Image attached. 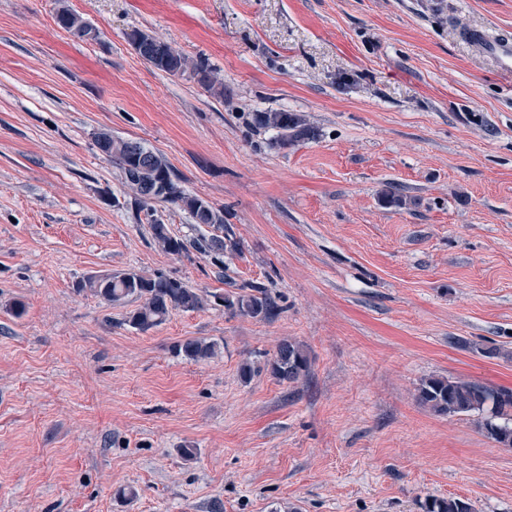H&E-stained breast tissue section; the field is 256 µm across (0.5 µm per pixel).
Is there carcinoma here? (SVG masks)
<instances>
[{
  "label": "carcinoma",
  "instance_id": "cac0c4a2",
  "mask_svg": "<svg viewBox=\"0 0 512 512\" xmlns=\"http://www.w3.org/2000/svg\"><path fill=\"white\" fill-rule=\"evenodd\" d=\"M57 23L77 35L88 28L83 18L63 7L57 14ZM137 54L154 68L172 76L189 72L211 94L224 96V81L205 61H192L172 42L140 29L128 34ZM253 124L262 129H275L282 144L310 139L315 130L298 113L288 111L256 112ZM97 148L112 158L121 170L136 212L144 215L152 238L158 247L171 255L182 256L190 250L206 254L214 264L224 267V256L238 250V245L222 236L224 213L206 199L190 194L179 184V177L163 156L137 140L119 139L101 131L95 139ZM169 203L187 211L194 223L212 229L213 234L187 239L171 234L167 225L156 217L154 204ZM78 290L88 291L108 302H137L126 322L129 326L146 332L162 325L171 311H195L203 307L204 298L183 281L162 272L151 276L135 270L93 275L78 285ZM214 304L227 310L253 318L266 319L276 315L278 305L260 284L248 283L232 293H213ZM178 354L199 362L218 354L215 342L201 338H187L176 345ZM272 377L280 382H295L309 370L308 357L301 344L285 339L278 346L268 363ZM419 402L431 411L458 416H482L481 429L497 443L502 437L512 438V390L491 388L486 385L453 377L430 376L418 387ZM424 512H471L469 503L456 497H432L422 504Z\"/></svg>",
  "mask_w": 512,
  "mask_h": 512
}]
</instances>
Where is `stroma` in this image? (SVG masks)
Returning <instances> with one entry per match:
<instances>
[{"label":"stroma","mask_w":512,"mask_h":512,"mask_svg":"<svg viewBox=\"0 0 512 512\" xmlns=\"http://www.w3.org/2000/svg\"><path fill=\"white\" fill-rule=\"evenodd\" d=\"M481 26L512 31V0H0V512H512V447L417 399L433 375L512 389V78L466 40ZM280 109L316 138L255 128ZM103 130L223 209L238 253L162 252ZM125 270L258 283L282 311L140 332L133 303L75 290ZM189 337L218 356L177 355ZM285 339L309 358L293 383L268 366ZM57 23L75 36L90 27L81 16L65 7L59 10L57 14ZM96 36V32L91 27L86 29L83 33L84 39H94ZM128 39L137 54L154 68L172 76H183L189 70L205 90L223 97L224 81L205 61L194 62L172 42L140 29L132 30ZM424 512H471L469 503L456 497H432L422 504Z\"/></svg>","instance_id":"stroma-1"}]
</instances>
